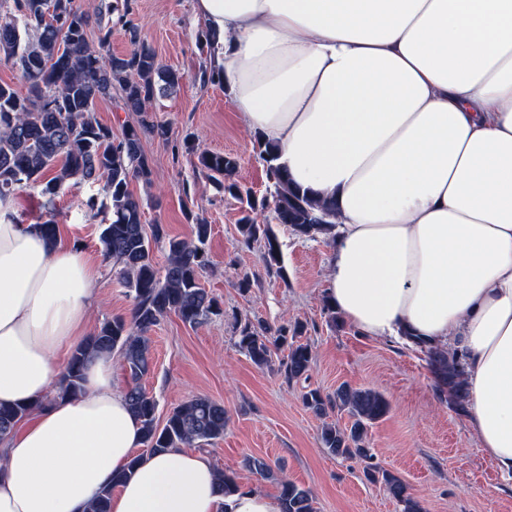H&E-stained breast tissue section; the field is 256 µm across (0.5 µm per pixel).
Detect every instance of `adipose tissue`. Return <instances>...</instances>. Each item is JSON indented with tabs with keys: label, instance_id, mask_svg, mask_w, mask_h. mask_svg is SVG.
<instances>
[{
	"label": "adipose tissue",
	"instance_id": "ef3b65f1",
	"mask_svg": "<svg viewBox=\"0 0 512 512\" xmlns=\"http://www.w3.org/2000/svg\"><path fill=\"white\" fill-rule=\"evenodd\" d=\"M210 64L275 166L335 206L329 303L362 334L464 360L468 417L512 476V0H196ZM96 264L0 198V512H281L224 493L210 460L135 459L111 359L52 393L91 335Z\"/></svg>",
	"mask_w": 512,
	"mask_h": 512
}]
</instances>
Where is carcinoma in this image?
Returning <instances> with one entry per match:
<instances>
[{
    "mask_svg": "<svg viewBox=\"0 0 512 512\" xmlns=\"http://www.w3.org/2000/svg\"><path fill=\"white\" fill-rule=\"evenodd\" d=\"M91 19L80 0H12L7 16L0 18V53L12 61L26 85L21 93L10 83H0V197L27 186L39 190L46 204L52 206L71 181H104L110 218L99 234L101 253L113 262L116 279L127 289L133 305L129 316L105 321L86 345L74 350L56 397L80 394L85 365L98 355H116L128 380L125 396L141 422L147 452L202 448L224 436L228 421L224 406L198 396L173 408L160 426L157 401L142 388L141 380L153 366L149 333L163 317L174 313L195 326L218 312L216 301L200 284L207 265L203 246L210 226L196 222L190 240L168 235L161 224L148 232L142 222V201L129 189L134 179L151 183L142 139L147 134L163 133V126L153 120L147 104L157 94L174 92L183 75L162 68L134 26L128 27V53H103L108 33L101 26L98 43L90 41ZM115 88L122 109L140 115L138 124L125 127L119 138L113 137L111 128L90 118L96 102L112 98ZM262 159L273 185L269 200H258L239 186L234 180L238 161L230 155L202 152L198 168L223 178L224 190L245 204L241 236L247 243L264 241L265 264L281 275V254L273 230L268 224L256 223L251 213L271 205L274 219L300 237L332 234L337 217L332 205L301 191L286 172L273 165L274 147L264 145ZM159 246L168 252L163 267L153 258ZM303 330L304 326L297 324L292 336H287L285 329L273 336L264 323L246 319L238 325L236 345L259 367L272 366V346L288 347L278 371L291 382L302 377L312 361L310 348L297 341ZM427 357L439 395L456 409H464L461 361L439 347L429 349ZM302 401L323 419L335 408L348 411L351 422L347 426L323 422L322 447L336 457L358 456L368 461L367 478L382 484L402 505V512H424L404 481L371 463L368 428L390 410L380 392L342 384L332 394L310 389L302 394ZM29 412L26 407L0 408V439ZM245 466L263 479L272 475V466L264 459L248 458ZM126 477L125 471L113 476L91 512H111L112 494ZM279 498L282 512H315L311 492L293 482L280 483Z\"/></svg>",
    "mask_w": 512,
    "mask_h": 512,
    "instance_id": "1",
    "label": "carcinoma"
}]
</instances>
